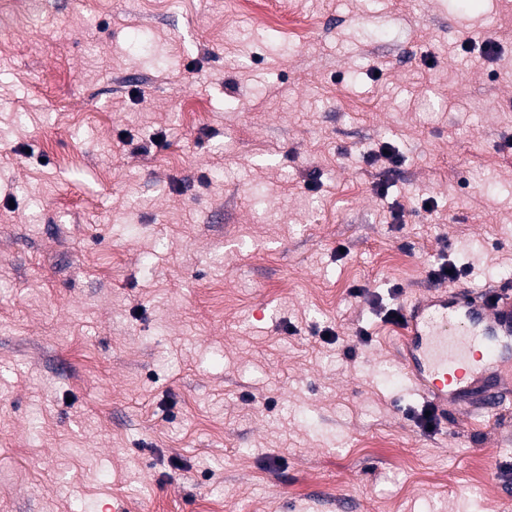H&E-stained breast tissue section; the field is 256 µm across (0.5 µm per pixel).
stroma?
<instances>
[{
    "label": "stroma",
    "mask_w": 512,
    "mask_h": 512,
    "mask_svg": "<svg viewBox=\"0 0 512 512\" xmlns=\"http://www.w3.org/2000/svg\"><path fill=\"white\" fill-rule=\"evenodd\" d=\"M40 2L0 14V512H512V411L417 427L384 319L443 261L512 286V0Z\"/></svg>",
    "instance_id": "35a3bbf8"
}]
</instances>
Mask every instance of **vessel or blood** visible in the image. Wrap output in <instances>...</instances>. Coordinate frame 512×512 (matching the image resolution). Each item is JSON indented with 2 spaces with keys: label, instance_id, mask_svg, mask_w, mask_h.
Wrapping results in <instances>:
<instances>
[{
  "label": "vessel or blood",
  "instance_id": "obj_1",
  "mask_svg": "<svg viewBox=\"0 0 512 512\" xmlns=\"http://www.w3.org/2000/svg\"><path fill=\"white\" fill-rule=\"evenodd\" d=\"M398 342L409 379L437 411L495 413L496 369L512 361V290L432 289L406 306Z\"/></svg>",
  "mask_w": 512,
  "mask_h": 512
}]
</instances>
